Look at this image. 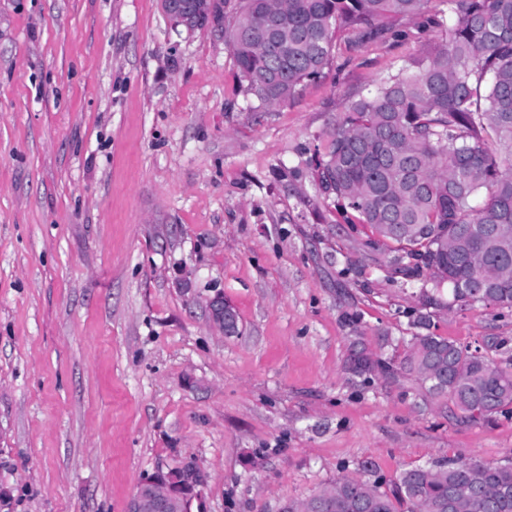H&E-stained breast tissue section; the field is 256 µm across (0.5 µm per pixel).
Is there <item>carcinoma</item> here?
<instances>
[{
    "instance_id": "cac0c4a2",
    "label": "carcinoma",
    "mask_w": 512,
    "mask_h": 512,
    "mask_svg": "<svg viewBox=\"0 0 512 512\" xmlns=\"http://www.w3.org/2000/svg\"><path fill=\"white\" fill-rule=\"evenodd\" d=\"M448 37L352 102L330 135L319 181L398 253L397 270H427L465 306L512 308V0H444ZM424 0H241L226 33L246 95L260 108L290 99L329 64L332 33L365 32ZM487 189L483 205L473 201ZM358 375L382 369L413 375L432 399L446 398L470 421L512 405V370L479 350L433 333L414 337L398 363L356 342ZM512 512V464L441 462L401 472L388 483L341 478L299 504L298 512Z\"/></svg>"
}]
</instances>
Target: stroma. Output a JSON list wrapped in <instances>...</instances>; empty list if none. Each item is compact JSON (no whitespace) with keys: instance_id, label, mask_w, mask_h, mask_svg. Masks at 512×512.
<instances>
[{"instance_id":"1","label":"stroma","mask_w":512,"mask_h":512,"mask_svg":"<svg viewBox=\"0 0 512 512\" xmlns=\"http://www.w3.org/2000/svg\"><path fill=\"white\" fill-rule=\"evenodd\" d=\"M443 5L334 33L323 76L250 108L223 22L161 0H0V512H127L180 460L206 512H282L363 463H512L490 420L352 373L421 333L512 369V309L452 302L323 191L351 102L446 37ZM228 301L238 335L211 303ZM216 0H162L166 14H176V24L192 31L199 28L201 18L212 19Z\"/></svg>"}]
</instances>
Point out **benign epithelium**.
Masks as SVG:
<instances>
[{
    "label": "benign epithelium",
    "instance_id": "1",
    "mask_svg": "<svg viewBox=\"0 0 512 512\" xmlns=\"http://www.w3.org/2000/svg\"><path fill=\"white\" fill-rule=\"evenodd\" d=\"M216 0H162L165 13L177 15L176 24L192 31L201 18L212 17ZM200 482L186 481L178 469L145 479L128 505V512H205Z\"/></svg>",
    "mask_w": 512,
    "mask_h": 512
}]
</instances>
